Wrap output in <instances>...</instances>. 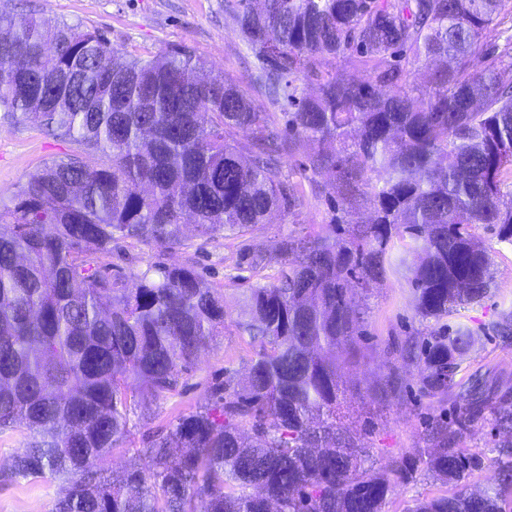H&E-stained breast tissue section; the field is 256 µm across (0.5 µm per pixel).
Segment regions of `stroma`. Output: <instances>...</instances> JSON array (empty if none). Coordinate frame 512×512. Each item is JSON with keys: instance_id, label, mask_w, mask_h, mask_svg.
<instances>
[{"instance_id": "35a3bbf8", "label": "stroma", "mask_w": 512, "mask_h": 512, "mask_svg": "<svg viewBox=\"0 0 512 512\" xmlns=\"http://www.w3.org/2000/svg\"><path fill=\"white\" fill-rule=\"evenodd\" d=\"M31 4L48 24L64 21L105 31L113 46L126 54L147 56L172 44L189 45L209 69L224 73L250 93L256 107H267L253 91L254 59L234 21L235 0H0V11L19 15ZM76 148L71 140L0 111V197L11 198L44 162ZM334 193L333 178L324 172L303 181L296 214H275L244 237L209 239L188 227L184 245L176 248L130 239L113 245V271L131 280L160 266L193 267L208 286L223 293L230 323L223 335L214 337L194 364L180 373L174 391L154 398L149 412L133 417L126 440L97 463L99 473L108 478L120 476L136 449L143 447L146 434L168 429L176 417L212 403V386L223 379L225 371H232L236 379L245 378L259 344L239 331L236 322L242 317L249 288L272 277L273 272L268 269L258 276L238 268L236 251L245 246L272 254L286 234L307 236L324 231L332 221L328 199ZM480 237L491 259V292L481 303L458 308L451 320L481 332L456 379L466 383L482 378L489 392L484 402L471 405L452 395L445 399L422 396L413 369H401L395 377H388L394 344L426 330L415 312L405 275L388 276L356 296L365 333L336 352L339 384L348 408L339 426L367 452L374 467H385L399 454H417L425 445L432 420L452 424L462 414L473 418L464 448L482 454L488 462L495 456L494 445L500 436L493 427L494 413L499 406L512 403V345H503L483 330L503 309H512V245L499 242L486 231ZM60 492V482L49 477L0 482V512H53Z\"/></svg>"}]
</instances>
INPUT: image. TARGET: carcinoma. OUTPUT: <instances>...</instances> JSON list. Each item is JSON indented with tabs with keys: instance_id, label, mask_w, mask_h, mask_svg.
I'll use <instances>...</instances> for the list:
<instances>
[{
	"instance_id": "obj_1",
	"label": "carcinoma",
	"mask_w": 512,
	"mask_h": 512,
	"mask_svg": "<svg viewBox=\"0 0 512 512\" xmlns=\"http://www.w3.org/2000/svg\"><path fill=\"white\" fill-rule=\"evenodd\" d=\"M504 2L237 0L254 85L294 108L288 127L318 147L309 169L338 174L350 204L364 169L386 177L368 223L338 216L314 236H284L274 256L240 250L239 266H277L235 323L260 343L245 380L224 374L213 407L147 436L112 482L93 464L126 439L130 408L172 390L227 319L224 295L189 266L131 285L110 273L112 243L178 247L187 222L202 237H243L274 211L295 213L299 189L272 155L275 113L199 75L192 47L132 56L99 29L0 12V109L78 145L0 197V428L36 433L12 477L62 480L55 512H385L421 463L443 489L403 512H512V405L493 421L505 435L497 477L475 492L466 482L482 455L459 448L467 415L454 428L435 421L427 457L394 456L383 471L337 428L336 349L363 332L355 287L408 271L427 332L397 352L422 395L446 396L475 332L444 319L492 283L477 230L512 245V209L499 206L512 182V83L501 78L512 37L483 52ZM344 54L365 77L329 68ZM406 59L440 62L419 108ZM490 329L512 340V311Z\"/></svg>"
}]
</instances>
